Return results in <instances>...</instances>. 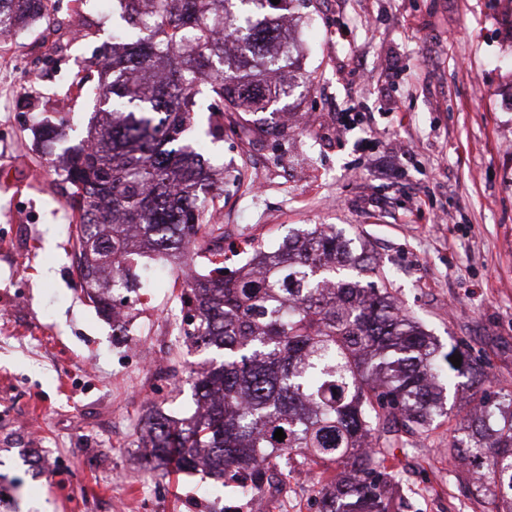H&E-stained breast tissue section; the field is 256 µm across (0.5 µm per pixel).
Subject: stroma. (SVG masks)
I'll return each mask as SVG.
<instances>
[{"label":"stroma","instance_id":"obj_1","mask_svg":"<svg viewBox=\"0 0 512 512\" xmlns=\"http://www.w3.org/2000/svg\"><path fill=\"white\" fill-rule=\"evenodd\" d=\"M83 10L86 36L63 8L0 39V512H256L202 473L151 467L138 446L150 407L190 412V372L207 357L171 333L183 269L137 292L125 338L78 285L70 189L50 164L57 147L33 130L59 123L71 146L87 135L98 81L78 94L71 83L118 17L96 0ZM285 24L309 86L271 112L298 127L272 140L261 112L255 130L225 121L220 141L189 133L224 169L216 223L274 247L304 225H336L442 347L468 350L492 390L512 395V21L501 0H305ZM349 110L356 126L339 121ZM468 394L451 384L446 415L397 452L398 512H496L493 488L448 463ZM317 480L275 479L267 512H318Z\"/></svg>","mask_w":512,"mask_h":512}]
</instances>
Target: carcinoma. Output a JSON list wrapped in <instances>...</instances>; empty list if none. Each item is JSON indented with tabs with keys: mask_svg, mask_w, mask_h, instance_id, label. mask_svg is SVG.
Returning <instances> with one entry per match:
<instances>
[{
	"mask_svg": "<svg viewBox=\"0 0 512 512\" xmlns=\"http://www.w3.org/2000/svg\"><path fill=\"white\" fill-rule=\"evenodd\" d=\"M0 37L29 22L30 3L45 17L59 0H0ZM130 31L112 49L85 61L81 73L104 77L101 118L86 140L63 149V181L77 203L78 275L100 313L111 293L143 287L141 259L172 262L207 254L208 274L179 296L189 318L179 332L211 353L192 375L195 413L148 417L138 447L252 490L270 483L293 457L340 469L321 491L320 512H394L392 461L399 432L428 430L444 413L451 374L472 393L448 459L479 461L474 480L496 488L498 512H512V398L486 386L458 346L441 350L387 288L369 279L378 267L329 224H313L281 248L255 241L247 261L229 273L224 225L212 223L207 197L218 170L184 138L195 88L206 83L207 135L224 132V113L262 112L292 94L288 29L282 12L294 0H114ZM462 357L456 367L450 357ZM286 438L274 439L277 429Z\"/></svg>",
	"mask_w": 512,
	"mask_h": 512,
	"instance_id": "1",
	"label": "carcinoma"
}]
</instances>
